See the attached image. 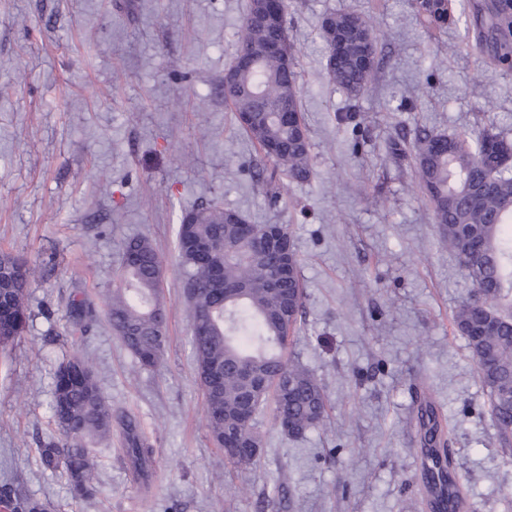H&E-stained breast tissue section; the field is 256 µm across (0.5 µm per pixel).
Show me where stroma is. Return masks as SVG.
<instances>
[{"label":"stroma","instance_id":"stroma-1","mask_svg":"<svg viewBox=\"0 0 512 512\" xmlns=\"http://www.w3.org/2000/svg\"><path fill=\"white\" fill-rule=\"evenodd\" d=\"M248 0H0V251L40 273L30 318L0 362V485L57 512H428L415 413L433 402L449 430L465 512H512V449L500 447L478 368L452 317L473 286L440 237L398 131L512 133V70L464 25L432 35L411 0H289L313 174L270 206L252 177L262 155L224 101V71ZM357 11L383 59L368 94L328 78L326 14ZM356 109L354 145L338 114ZM252 224L288 225L302 264L294 340L330 400L323 428L292 439L261 417L254 465L227 470L206 428L187 304L175 259L181 216L201 205ZM150 236L165 259L166 342L144 370L113 334L107 303L125 241ZM96 318L74 332L72 300ZM92 358L112 406L110 435L89 441L97 495L74 500L39 461L57 437L63 357ZM152 451L141 482L120 416Z\"/></svg>","mask_w":512,"mask_h":512}]
</instances>
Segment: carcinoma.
Returning <instances> with one entry per match:
<instances>
[{"mask_svg":"<svg viewBox=\"0 0 512 512\" xmlns=\"http://www.w3.org/2000/svg\"><path fill=\"white\" fill-rule=\"evenodd\" d=\"M249 0L242 19L233 61L248 60L238 69L224 100L238 126L259 147L266 164L254 179L271 187L276 173L303 182L312 174L313 158L306 126L294 125L280 114L301 113V86L295 49L288 36V0L278 4L281 20L270 25L256 18L258 3ZM459 0H412L416 18L428 30L445 32L458 21ZM488 19L478 18L465 28L488 59L512 69V0H491ZM328 51L329 79L348 96L365 93L377 67L376 42L370 20L354 11L329 13L320 24ZM411 152L420 190L429 200L435 223L474 286V296L455 311L454 325L476 361L480 383L489 397L499 443L512 446V140L494 126L474 137L448 136L425 127L414 131ZM478 205L472 191L485 180ZM288 239L286 224H250L232 208L200 205L186 212L177 228V260L183 271V296L189 305L191 346L197 379L203 390L210 437L224 447V434H237L243 447H261L258 417L268 397L274 398L272 418L285 434L298 438L323 425L327 397L322 386L288 352L290 336L302 316L301 260L288 258V277L274 279L282 256L269 245L274 235ZM211 245L207 258L197 246ZM125 263L115 274L107 315L112 331L143 369L156 368L164 346L166 308L157 279L162 260L152 241L140 235L129 239ZM8 270L0 274V300L12 326L0 332V347L13 343L28 320L26 290L35 268L16 255L0 254ZM73 325L87 330L95 318L85 301L71 303ZM54 423L61 434L40 448L43 468L65 477L72 497L96 496V465L84 439L112 430V407L97 384L94 370L83 357L59 366L53 396ZM425 456L441 463L430 478L448 479V498L430 500L432 512H462L464 492L453 468L444 432L433 422V410L421 412ZM126 454L141 476L148 472L151 451L144 447L136 423L123 421ZM10 512H52L50 503L0 492Z\"/></svg>","mask_w":512,"mask_h":512,"instance_id":"obj_1","label":"carcinoma"}]
</instances>
